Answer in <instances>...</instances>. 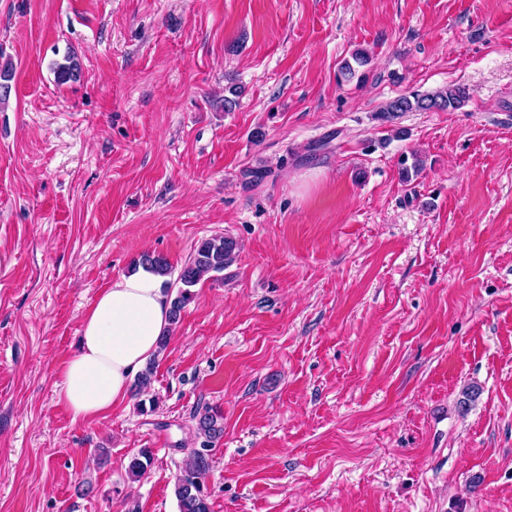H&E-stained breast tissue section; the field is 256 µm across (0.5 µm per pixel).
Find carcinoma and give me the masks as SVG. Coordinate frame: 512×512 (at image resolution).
<instances>
[{"label": "carcinoma", "mask_w": 512, "mask_h": 512, "mask_svg": "<svg viewBox=\"0 0 512 512\" xmlns=\"http://www.w3.org/2000/svg\"><path fill=\"white\" fill-rule=\"evenodd\" d=\"M55 78L59 83H67L77 78L78 63L73 57H66V62L56 64ZM469 98L466 88L461 85L450 86L432 94H420L416 91L399 96L386 104L382 117L390 118L399 112H433L454 110L461 107ZM237 254L235 240L223 235L202 240L195 248L188 261L181 268L176 295L171 298L170 322L175 325L181 318L183 309L194 300L193 288L200 280L211 274L221 273L231 264ZM136 266L157 273L163 277L170 273L166 257L160 254H143ZM198 434L211 441L224 433L223 415L211 407L204 408L196 414ZM151 451L143 448L134 457L128 467L129 476L141 477L147 469ZM210 470L208 454L195 449L187 457L181 475L174 484V495L179 512H211L208 496L204 492L203 480Z\"/></svg>", "instance_id": "carcinoma-1"}]
</instances>
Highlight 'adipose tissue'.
I'll return each mask as SVG.
<instances>
[{"instance_id":"obj_1","label":"adipose tissue","mask_w":512,"mask_h":512,"mask_svg":"<svg viewBox=\"0 0 512 512\" xmlns=\"http://www.w3.org/2000/svg\"><path fill=\"white\" fill-rule=\"evenodd\" d=\"M169 310L162 276L141 269L113 280L83 318L80 350L61 369L59 400L82 418L123 400L131 378L156 354Z\"/></svg>"}]
</instances>
